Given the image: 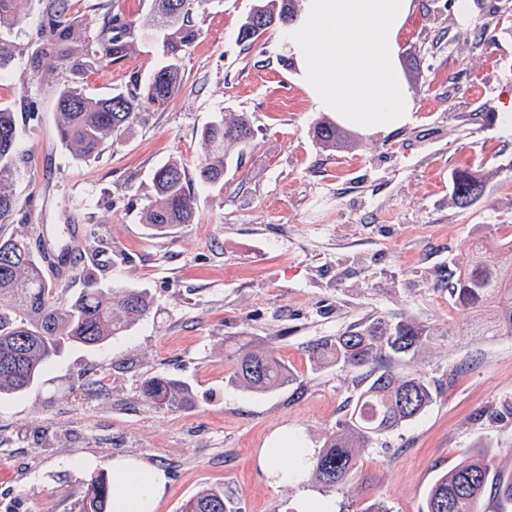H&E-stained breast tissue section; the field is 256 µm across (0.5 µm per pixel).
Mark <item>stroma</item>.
<instances>
[{
    "mask_svg": "<svg viewBox=\"0 0 512 512\" xmlns=\"http://www.w3.org/2000/svg\"><path fill=\"white\" fill-rule=\"evenodd\" d=\"M398 64L412 120L365 133L314 111L294 77L281 33L254 46L237 38L256 0H201L195 40L180 54L179 92L162 111L114 137L89 160L61 145L55 97L70 79L52 57L32 60L42 20L32 0L23 23L0 26L14 54L0 69V104L18 117L16 213L0 236L66 246L84 240L76 271L49 281L79 294V268L116 290L139 288L151 314L98 347H66L33 387L0 397V512H80L90 479L118 456L165 471L157 512H182L209 486L241 512H305L323 497L315 481L270 485L257 457L272 439L321 449L363 371L318 368L307 347L370 317L401 314L430 342L400 373L425 375L432 405L361 449L363 481L333 492L336 512H423L431 483L476 452L512 476V337L472 335L448 293L452 263L473 237L512 236V0H413ZM78 33L96 47L104 15L145 19L153 0H72ZM149 28L123 60L87 73L93 95L132 90L166 58ZM245 115L253 135L227 151L224 180L201 183L203 128ZM336 124L335 142L317 128ZM181 163L194 223L166 232L144 222L156 167ZM487 177L484 196L460 209L454 174ZM270 347L293 379L256 395L229 383L233 337ZM150 375L186 385L191 402L159 411L141 395Z\"/></svg>",
    "mask_w": 512,
    "mask_h": 512,
    "instance_id": "35a3bbf8",
    "label": "stroma"
}]
</instances>
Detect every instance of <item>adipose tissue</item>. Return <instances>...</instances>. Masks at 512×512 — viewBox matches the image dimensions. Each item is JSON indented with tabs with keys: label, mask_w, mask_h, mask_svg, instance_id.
Here are the masks:
<instances>
[{
	"label": "adipose tissue",
	"mask_w": 512,
	"mask_h": 512,
	"mask_svg": "<svg viewBox=\"0 0 512 512\" xmlns=\"http://www.w3.org/2000/svg\"><path fill=\"white\" fill-rule=\"evenodd\" d=\"M413 0H305L288 30L295 78L315 111L369 132L390 131L412 118L413 101L397 56ZM308 448L262 449L274 485H303ZM112 512H156L167 487L158 468L132 458L112 460Z\"/></svg>",
	"instance_id": "adipose-tissue-1"
}]
</instances>
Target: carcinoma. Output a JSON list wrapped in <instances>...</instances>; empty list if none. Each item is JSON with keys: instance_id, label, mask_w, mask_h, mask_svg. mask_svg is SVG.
I'll list each match as a JSON object with an SVG mask.
<instances>
[{"instance_id": "obj_1", "label": "carcinoma", "mask_w": 512, "mask_h": 512, "mask_svg": "<svg viewBox=\"0 0 512 512\" xmlns=\"http://www.w3.org/2000/svg\"><path fill=\"white\" fill-rule=\"evenodd\" d=\"M28 0H0V22H20ZM153 18L137 23L121 13L104 17L94 52L76 40L85 18L70 9V0H46L36 34L33 59L53 56L71 75L56 96L61 144L82 159L98 155L101 146L141 118V111L169 104L181 85L179 54L196 37L192 14L199 0H155ZM297 17L294 0H257L238 31L248 46L269 30L286 31ZM158 23L166 31L167 57L139 96L121 93L91 96L80 85L82 76L105 62H116L134 48L138 28ZM253 131L245 117L217 119L202 131L207 151L197 178L214 184L224 178L226 148L249 140ZM17 115L0 106V221L14 215L18 203ZM153 194L144 221L158 231L192 222L194 199L187 175L176 162L157 167ZM486 180L481 173L458 171L451 201L467 208L482 197ZM85 288L75 297L49 283L24 236L0 237V395L19 394L38 379L47 364L72 345L96 347L128 330L150 312L151 298L143 289L116 291L101 285L95 274L80 271ZM451 297L463 310L484 319L480 336L512 337V240L490 248L479 238L455 265ZM429 342L419 325L395 314L354 324L344 332L313 341L308 356L318 367L370 368V381L359 392L345 418L311 459L309 477L327 492L360 478L358 449L387 432L418 418L432 402L430 382L421 374H398L392 363L413 359ZM231 381L253 393L276 391L287 384L286 364L270 349L249 340L232 360ZM189 390L161 376L142 382V395L159 410L183 407ZM497 500L499 512H512V478L492 475L482 456L461 461L440 475L426 496L425 512H480L486 496ZM112 485L99 474L91 478L81 512H108ZM183 512H236L224 489L207 487L184 506Z\"/></svg>"}]
</instances>
